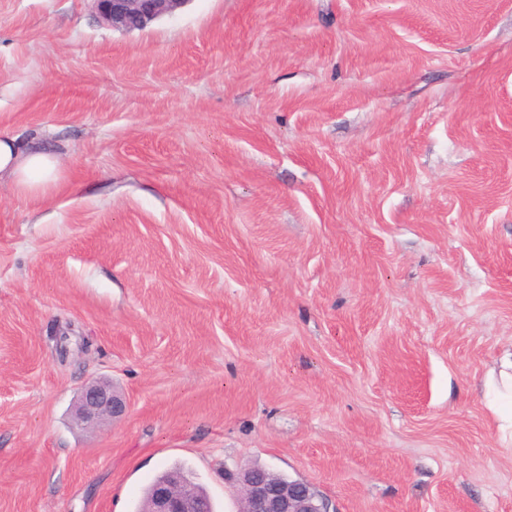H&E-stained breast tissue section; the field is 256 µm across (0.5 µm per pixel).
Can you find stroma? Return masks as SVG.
Returning a JSON list of instances; mask_svg holds the SVG:
<instances>
[{
	"instance_id": "stroma-1",
	"label": "stroma",
	"mask_w": 512,
	"mask_h": 512,
	"mask_svg": "<svg viewBox=\"0 0 512 512\" xmlns=\"http://www.w3.org/2000/svg\"><path fill=\"white\" fill-rule=\"evenodd\" d=\"M0 512L259 463L333 512H512V0H0ZM126 415L89 431L80 388ZM100 20L115 29L141 30L186 0H92ZM60 160L56 153L18 137L0 135V183L10 182L20 194L45 192L58 178ZM487 407L500 423L504 439L512 444V349L506 350L484 384ZM125 401L116 394L112 383L94 380L83 386L76 404L75 418L85 427H99L126 412Z\"/></svg>"
}]
</instances>
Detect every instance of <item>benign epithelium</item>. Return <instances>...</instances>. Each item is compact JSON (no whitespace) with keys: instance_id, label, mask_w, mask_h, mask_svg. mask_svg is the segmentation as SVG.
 I'll use <instances>...</instances> for the list:
<instances>
[{"instance_id":"1","label":"benign epithelium","mask_w":512,"mask_h":512,"mask_svg":"<svg viewBox=\"0 0 512 512\" xmlns=\"http://www.w3.org/2000/svg\"><path fill=\"white\" fill-rule=\"evenodd\" d=\"M100 20L121 30H141L173 13L188 0H93ZM125 401L112 383L94 380L83 386L76 404L75 418L85 427H99L126 412ZM242 494L245 512H330L328 504L301 480L280 481L254 467L227 474ZM150 512H207L202 497L181 489L180 479L155 487Z\"/></svg>"}]
</instances>
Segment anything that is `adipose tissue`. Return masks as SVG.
I'll return each mask as SVG.
<instances>
[{
	"label": "adipose tissue",
	"instance_id": "1",
	"mask_svg": "<svg viewBox=\"0 0 512 512\" xmlns=\"http://www.w3.org/2000/svg\"><path fill=\"white\" fill-rule=\"evenodd\" d=\"M56 153L18 137L0 135V181L10 182L21 194L45 192L58 178ZM487 407L500 424L504 436L512 437V349L505 351L484 384Z\"/></svg>",
	"mask_w": 512,
	"mask_h": 512
}]
</instances>
